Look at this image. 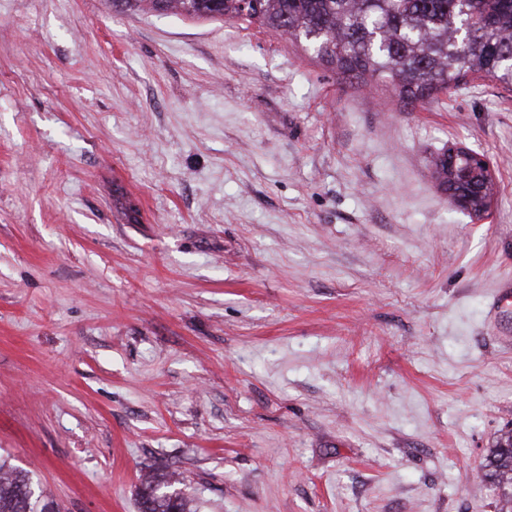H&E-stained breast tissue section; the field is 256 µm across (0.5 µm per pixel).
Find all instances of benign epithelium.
Returning a JSON list of instances; mask_svg holds the SVG:
<instances>
[{
	"mask_svg": "<svg viewBox=\"0 0 512 512\" xmlns=\"http://www.w3.org/2000/svg\"><path fill=\"white\" fill-rule=\"evenodd\" d=\"M431 168L454 207L476 221L489 217L495 200V176L485 156L457 147L435 157Z\"/></svg>",
	"mask_w": 512,
	"mask_h": 512,
	"instance_id": "benign-epithelium-1",
	"label": "benign epithelium"
}]
</instances>
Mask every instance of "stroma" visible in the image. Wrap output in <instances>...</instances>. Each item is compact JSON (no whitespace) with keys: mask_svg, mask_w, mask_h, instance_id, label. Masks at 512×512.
Returning a JSON list of instances; mask_svg holds the SVG:
<instances>
[{"mask_svg":"<svg viewBox=\"0 0 512 512\" xmlns=\"http://www.w3.org/2000/svg\"><path fill=\"white\" fill-rule=\"evenodd\" d=\"M508 280L512 86L413 108L243 20L0 0V460L61 512L151 469L191 512H500ZM459 158L467 160V164L460 168L457 167ZM431 168L435 180L448 193L454 207L476 221L489 217L495 200V176L485 156L466 147H457L435 157ZM466 182H470L476 189V196L454 191L457 185ZM486 476L504 490L512 488V431L492 448L486 458Z\"/></svg>","mask_w":512,"mask_h":512,"instance_id":"1","label":"stroma"}]
</instances>
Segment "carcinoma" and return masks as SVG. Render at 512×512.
<instances>
[{
  "label": "carcinoma",
  "instance_id": "1",
  "mask_svg": "<svg viewBox=\"0 0 512 512\" xmlns=\"http://www.w3.org/2000/svg\"><path fill=\"white\" fill-rule=\"evenodd\" d=\"M248 22L303 40L348 79L379 77L407 104L472 72L512 85V0H252ZM165 11L190 17H241L240 0H165ZM486 476L512 488V432L491 449ZM164 473L145 475L140 512H189L188 497L172 499ZM27 475L0 463V512H45Z\"/></svg>",
  "mask_w": 512,
  "mask_h": 512
}]
</instances>
